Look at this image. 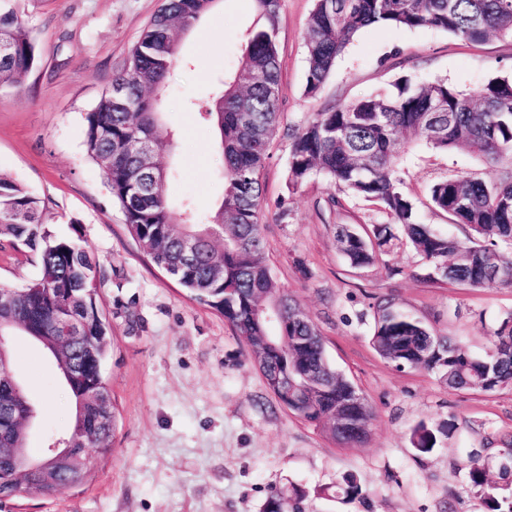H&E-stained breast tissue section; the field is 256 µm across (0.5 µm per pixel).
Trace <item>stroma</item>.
Here are the masks:
<instances>
[{"label": "stroma", "mask_w": 512, "mask_h": 512, "mask_svg": "<svg viewBox=\"0 0 512 512\" xmlns=\"http://www.w3.org/2000/svg\"><path fill=\"white\" fill-rule=\"evenodd\" d=\"M161 0H20L34 28L37 64L22 87L0 88V172L41 198L55 234L112 272L98 302L108 323L105 377L118 420L109 453H93L81 485L54 498L18 496L0 512H268L272 493L301 512H485L462 462L476 455L489 480L512 488L501 465L512 448V390H456L424 370H396L373 348L378 303L421 319L477 355L512 314V285L436 286L417 278L420 258L398 242L372 265L351 266L336 229L384 222L375 205L315 177L288 185L289 129L311 113L391 89L403 76L444 79L467 91L512 77V37L468 42L431 29L362 30L338 58L321 92L304 94V30L314 0H281L277 49L280 123L262 171L263 236L273 277L325 339L331 363L375 412L367 440L334 443L281 407L216 311L191 300L130 236L105 171L86 154L84 117L112 81ZM252 0H218L183 35L182 63L166 100L174 137L164 155L178 177L175 199L207 208L222 190L203 102L237 70L256 22ZM483 173L463 152L414 151L403 189L425 223L465 238L430 202L432 185L455 172ZM20 381L39 410L28 445L69 435L71 402L51 357L24 337L12 345ZM437 437L422 453L417 426ZM353 476L359 495L336 487Z\"/></svg>", "instance_id": "obj_1"}]
</instances>
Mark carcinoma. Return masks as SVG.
Segmentation results:
<instances>
[{"label": "carcinoma", "mask_w": 512, "mask_h": 512, "mask_svg": "<svg viewBox=\"0 0 512 512\" xmlns=\"http://www.w3.org/2000/svg\"><path fill=\"white\" fill-rule=\"evenodd\" d=\"M215 0H163L111 87L85 115L88 157L107 174L112 199L140 249L170 274L189 297L224 317L246 346L278 404L302 421L322 427L335 442L353 447L369 435L374 413L365 402L351 408V381L330 364L325 340L298 302L271 274L262 236L263 188L260 172L277 130L280 66L276 45L280 0H252L256 23L232 77L219 80L203 118L216 128L224 190L214 207L200 215L190 204L169 199L173 170L160 155L171 134L161 114L171 77L180 64L182 34L192 30ZM432 28L466 41L492 35L512 37V0H314L307 19L305 94L316 96L336 60L365 28ZM37 63L32 29L19 10L0 8V87L23 85ZM124 100L113 98V87ZM248 113L252 123L241 122ZM152 137L154 151L145 164L165 172L149 192L136 186L140 164L130 144ZM288 185L297 187L322 176L356 197L374 203L389 218L364 238L349 226L337 231L340 250L354 267L371 265L393 241L409 242L423 261V278L434 284L473 287L512 285V78L489 79L468 93L445 79L411 83L370 94L313 113L288 132ZM466 151L487 167L485 175L458 172L431 187L434 208L464 224V240L424 223L416 205L401 190L402 173L413 148ZM44 202L23 184L0 174V239L37 259L35 277L19 287L0 286V419L31 403L12 384L8 337H38L55 350L56 362L73 377L65 383L74 403L70 436L74 448L110 451L117 415L101 424L81 400L94 390L111 395L104 375L107 323L98 290L104 267L79 244L58 236L43 220ZM214 233L191 258L184 243L191 234ZM261 304H277L280 317L256 316ZM75 322L68 342L61 325ZM371 342L398 369L434 371L450 388L494 392L512 388V314L494 331L492 347L473 355L458 341L433 332L418 317L390 302L377 306ZM421 453L432 451L436 436L421 425L412 433ZM474 487L487 486L485 468L469 457L464 464ZM10 466L0 459V494L13 496ZM86 474L63 476L52 497L82 483ZM487 512H512V498L490 491Z\"/></svg>", "instance_id": "obj_1"}]
</instances>
